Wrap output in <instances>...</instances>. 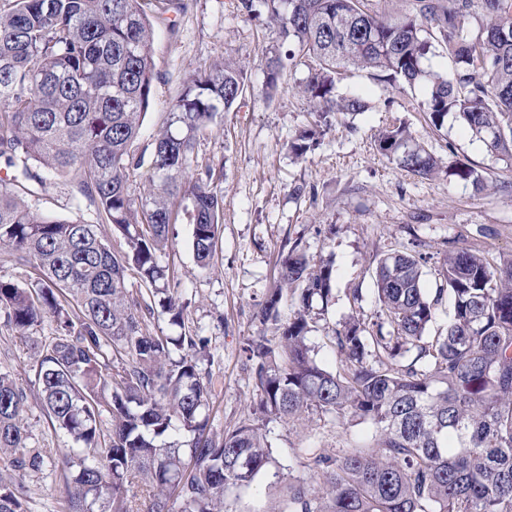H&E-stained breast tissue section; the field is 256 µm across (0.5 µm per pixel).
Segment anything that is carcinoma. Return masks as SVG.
<instances>
[{
  "instance_id": "obj_1",
  "label": "carcinoma",
  "mask_w": 512,
  "mask_h": 512,
  "mask_svg": "<svg viewBox=\"0 0 512 512\" xmlns=\"http://www.w3.org/2000/svg\"><path fill=\"white\" fill-rule=\"evenodd\" d=\"M251 17L279 24L283 41L262 53L264 93L274 95L285 61H310L303 85L315 120L289 143L298 158L315 149L338 114L367 109L362 95L338 97L352 70L406 94L428 82L418 111L436 129L453 116L492 155H512V0H418L417 13L387 17L364 0H237ZM473 18V39L463 34ZM154 24L142 0H4L0 5V248L39 272L22 287L0 277V312L24 334L47 313L57 336L38 351L36 381L62 449L61 512H227L226 494L250 485L271 464L260 421L315 410L376 429L373 443L333 459L311 458L310 479L288 484L286 512H512V261L497 265L459 248L434 267L392 250L374 273L376 319L352 317L332 329L340 365L320 366L306 343L313 301L332 296L333 266L298 245L280 264L259 322L279 317L283 286L298 290L280 342L253 336L244 347L257 400L253 418L224 434L208 429L211 379L200 367L207 340L152 333L146 318L181 323L183 307L160 262L176 220L191 206L196 264L213 262L224 218L214 173L190 175L197 137L246 92L231 58L189 74L153 140L152 179L135 194L136 153L153 95ZM437 44L450 72L423 62ZM377 149L420 177L443 171L488 187L484 171L459 157L443 165L403 122L387 126ZM64 176L76 217L39 213L36 201ZM128 251L112 254L102 225ZM134 268L147 297L133 296ZM448 321L430 335L439 305ZM27 395L0 370V462L35 470L27 450ZM111 426L102 427L103 417ZM139 485L135 499L128 488ZM20 483L0 481V512H25Z\"/></svg>"
}]
</instances>
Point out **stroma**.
<instances>
[{
    "instance_id": "obj_1",
    "label": "stroma",
    "mask_w": 512,
    "mask_h": 512,
    "mask_svg": "<svg viewBox=\"0 0 512 512\" xmlns=\"http://www.w3.org/2000/svg\"><path fill=\"white\" fill-rule=\"evenodd\" d=\"M145 2L155 24L157 78L140 152L151 153L186 73L227 56L247 72L242 100L217 116L195 149L199 166L215 169L224 197L215 263L204 271L197 268L189 216L179 212L161 260L187 303L183 323L177 326L162 318L149 324L155 333L176 336L187 331L207 337L210 360L202 368L212 376V431L233 428L250 414L256 391L241 348L259 334L273 343L279 340L280 323H259L257 312L266 290L277 283L290 242H299L310 259L333 264V295L327 307L312 310L307 339L316 361L331 371L339 364L333 328L353 316L368 321L376 315L371 274L384 252L403 249L415 239L431 267L450 246L480 251L497 262L512 260V163L490 155L456 120L438 130L409 107V100L425 98V85L416 86L407 98L366 73L351 74L337 83L335 93L362 94L369 110L337 118L320 146L298 159L288 144L312 119L301 91L308 76L306 59L287 65L272 100L262 96V52L279 43L277 24L264 16L242 15L235 0H187L180 12L171 0ZM396 118L407 122L415 139L437 156L453 152L481 167L491 188L480 191L445 174L421 178L381 156L375 139ZM55 329L49 315L24 334L0 318V369L9 371L27 393L29 448L44 455L40 469L19 476L27 489L26 512H57L64 492L55 474L60 451L69 441L53 430L35 384L36 351ZM262 433L273 463L250 486L228 495L229 512H281L289 482L309 478L311 452L340 456L343 449L370 442L374 428L356 418L340 423L313 411L295 420L271 419Z\"/></svg>"
}]
</instances>
